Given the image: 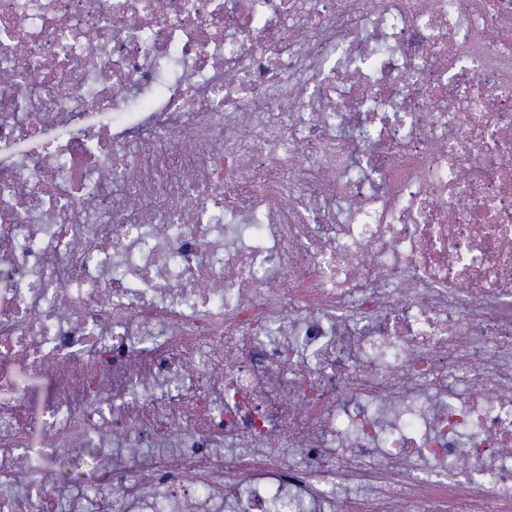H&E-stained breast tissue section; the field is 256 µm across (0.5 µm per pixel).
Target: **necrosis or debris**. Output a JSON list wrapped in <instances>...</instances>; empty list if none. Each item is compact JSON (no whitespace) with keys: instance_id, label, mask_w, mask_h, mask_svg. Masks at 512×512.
<instances>
[{"instance_id":"4bbe7bcc","label":"necrosis or debris","mask_w":512,"mask_h":512,"mask_svg":"<svg viewBox=\"0 0 512 512\" xmlns=\"http://www.w3.org/2000/svg\"><path fill=\"white\" fill-rule=\"evenodd\" d=\"M0 512H512V0H0Z\"/></svg>"}]
</instances>
